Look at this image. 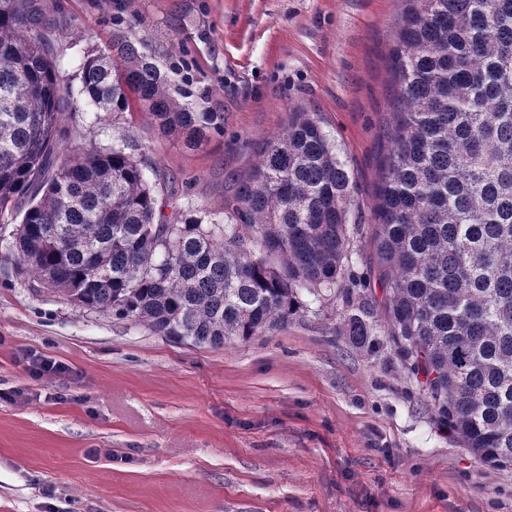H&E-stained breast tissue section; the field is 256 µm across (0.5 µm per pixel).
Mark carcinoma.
<instances>
[{
	"mask_svg": "<svg viewBox=\"0 0 512 512\" xmlns=\"http://www.w3.org/2000/svg\"><path fill=\"white\" fill-rule=\"evenodd\" d=\"M398 2L369 218L382 301L345 277L364 222L317 113L293 108L257 142L229 220L167 215L169 175L127 139L61 147L59 26L37 0H0V223L20 220L8 259L69 305L194 347L274 330L308 310L304 294L338 296L343 335L386 337L437 424L512 469V0ZM193 66L118 15L77 95L198 149L224 136V113Z\"/></svg>",
	"mask_w": 512,
	"mask_h": 512,
	"instance_id": "carcinoma-1",
	"label": "carcinoma"
}]
</instances>
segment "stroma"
Here are the masks:
<instances>
[{
    "instance_id": "35a3bbf8",
    "label": "stroma",
    "mask_w": 512,
    "mask_h": 512,
    "mask_svg": "<svg viewBox=\"0 0 512 512\" xmlns=\"http://www.w3.org/2000/svg\"><path fill=\"white\" fill-rule=\"evenodd\" d=\"M114 0H43L63 19L60 84L112 39ZM163 49L173 35L213 90L224 135L203 149L149 113L65 110L63 144L129 135L176 175L187 214L229 216L256 143L290 108L318 113L375 204L390 119L397 0H121ZM0 223V512H512L497 470L439 428L387 348L339 333L324 302L261 336L196 348L36 291ZM36 352L67 373L31 376Z\"/></svg>"
}]
</instances>
